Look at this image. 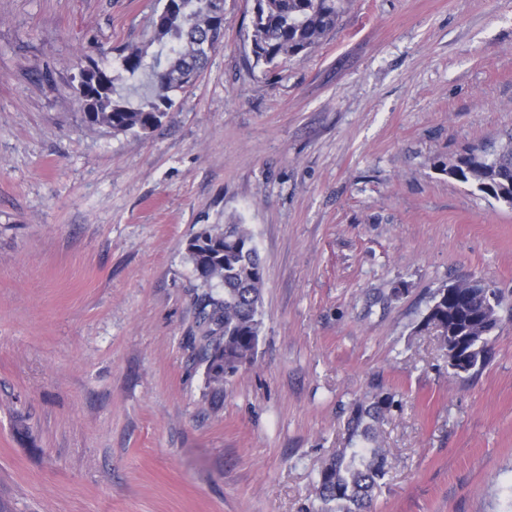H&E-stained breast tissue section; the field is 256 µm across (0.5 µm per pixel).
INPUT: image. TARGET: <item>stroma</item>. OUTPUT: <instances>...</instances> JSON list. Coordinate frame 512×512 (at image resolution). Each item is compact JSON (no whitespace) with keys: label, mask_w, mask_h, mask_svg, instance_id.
I'll return each instance as SVG.
<instances>
[{"label":"stroma","mask_w":512,"mask_h":512,"mask_svg":"<svg viewBox=\"0 0 512 512\" xmlns=\"http://www.w3.org/2000/svg\"><path fill=\"white\" fill-rule=\"evenodd\" d=\"M252 5L224 0L210 66L135 136L67 84L148 43L158 0H0V512H305L387 395L374 512H512V208L448 175L512 130V0H348L274 70ZM230 221L262 326L216 397L185 243ZM473 279L501 323L460 377L418 325Z\"/></svg>","instance_id":"stroma-1"}]
</instances>
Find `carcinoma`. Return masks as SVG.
<instances>
[{"label": "carcinoma", "instance_id": "1", "mask_svg": "<svg viewBox=\"0 0 512 512\" xmlns=\"http://www.w3.org/2000/svg\"><path fill=\"white\" fill-rule=\"evenodd\" d=\"M344 0H253V66H273L310 53L336 28ZM224 19L208 0H163L153 14L147 46L129 47L117 57V70L147 79L148 95L134 107L115 95L116 76L100 66L98 112L83 113L88 126L117 133L144 134L169 112L171 93L202 74L210 54L224 38ZM156 44L159 49L150 51ZM448 175L474 183L478 190L512 207V131L498 146L476 144L448 164ZM186 253L204 288L195 297L199 335L190 337L197 360L206 365L215 392L224 379L255 356L261 331L264 268L253 235L243 224H214L187 241ZM498 290L478 281L436 289L422 327L448 344L454 330L475 337L469 365L482 369L489 340L499 326ZM394 406L391 398L360 403L348 421L352 447L341 448L321 467L312 512H367L388 474L387 451L373 445L377 424Z\"/></svg>", "mask_w": 512, "mask_h": 512}]
</instances>
